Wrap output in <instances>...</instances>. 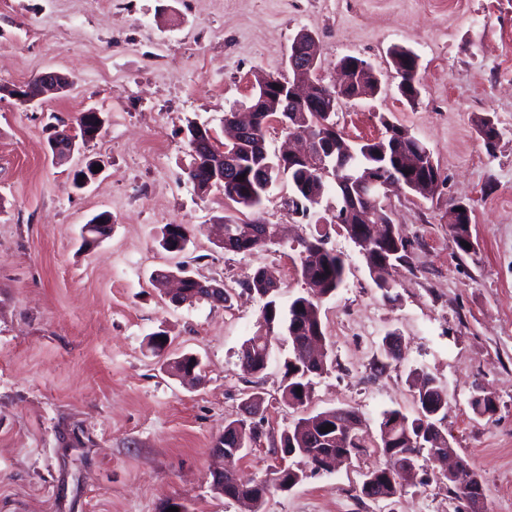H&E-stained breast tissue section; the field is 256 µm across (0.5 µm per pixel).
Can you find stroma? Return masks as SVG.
<instances>
[{
	"mask_svg": "<svg viewBox=\"0 0 512 512\" xmlns=\"http://www.w3.org/2000/svg\"><path fill=\"white\" fill-rule=\"evenodd\" d=\"M301 31L320 44L325 84H335L345 56L369 61L380 79L377 95L342 99L336 120L346 137L377 136L386 114L428 147L440 186L430 199L393 191L381 200L410 242L392 301L319 207L316 228L342 255L346 278L321 305L336 367L297 408L281 398L287 343L273 344L261 373L241 366L262 308L241 283L265 268L280 277L283 300L304 292L282 269L294 264L292 239L313 227L284 206L283 180L259 211L284 227L283 243L224 252L214 226L233 208L222 191L202 197L188 181L185 131L195 122L222 132L225 113L248 106L254 72L288 76ZM397 46L419 57L413 103L397 89ZM48 68L72 78L65 96L36 108L0 98V512H166L174 502L247 512L212 489L210 471L212 448L251 393L265 410L260 442L232 466L241 481L280 464L274 440L311 413L354 409L365 441L334 472L270 491L262 512H467L425 457L406 493L379 502L361 493L383 461L381 415L414 411L419 374L447 393L442 429L484 484L483 512H512V0H0V83ZM91 107L105 118L100 136L54 163L48 115L72 126ZM486 115L499 130L491 149L477 127ZM93 160L102 173L75 188ZM456 201L471 208L468 253L449 222ZM104 211L110 238L83 245V224ZM167 224L192 230L181 256L159 245ZM180 260L223 282L231 302L179 306L154 288V271ZM160 330L170 344L157 355L147 342ZM391 332L401 355L375 374ZM185 354L202 362L197 385L167 367ZM475 394L494 411L474 414Z\"/></svg>",
	"mask_w": 512,
	"mask_h": 512,
	"instance_id": "obj_1",
	"label": "stroma"
}]
</instances>
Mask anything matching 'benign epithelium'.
<instances>
[{
	"mask_svg": "<svg viewBox=\"0 0 512 512\" xmlns=\"http://www.w3.org/2000/svg\"><path fill=\"white\" fill-rule=\"evenodd\" d=\"M318 45L315 37L308 32H300L294 39L288 52V70L295 76L284 81L278 77L266 74H257L251 80L250 106L248 115L255 112H271L273 116L267 119L269 123H276L282 127L286 123L280 116L282 112L297 113V123L306 130L304 134H294L292 138L301 143L300 148L279 153V157L288 161H305L311 157L324 155V152H340L338 172L345 176L337 179L342 185L344 212L358 207L360 199H380L388 187L394 185L386 181L379 173L368 169L354 176L348 175L350 155L355 153L357 144L344 141L341 149H336V140L339 136L338 125L331 121L332 114L338 111L340 99L334 90H342L356 82L360 72H369L371 64L354 60L339 62L338 68L341 82L333 88L313 78L318 71ZM278 88H273V85ZM71 87V79L53 69H47L34 79L24 83L10 85L0 84V95L7 96L24 107H37L42 105L41 98L47 93H61ZM84 120L77 131L70 129L57 133L49 139V148L55 159L68 158L82 149L102 131L105 119L100 111L88 108L83 111ZM224 126L231 130L229 141H221L216 133L203 125L188 136V142L193 156L202 155L210 159L208 176L210 182H224V173L232 171L234 167V154L230 152L233 144L242 142L249 134L252 126L251 119L242 120L238 117L227 121ZM405 169L422 176L405 184L407 189L420 190L423 194L431 196L439 187V173L432 156L420 160L411 157L405 161ZM200 288L197 297L206 299L215 304L222 303L224 285L207 280H198ZM214 452L227 459H234L242 452L240 442L236 436L223 433ZM416 454H406V460L398 465L400 478L397 479V492L402 494L406 489L416 483L418 469L414 459ZM448 482L460 488L461 499L472 507V512H480V505L484 500L482 482L468 464L458 459L454 466L442 470ZM212 487L220 490L224 488H237L238 482L233 473L220 470L212 473Z\"/></svg>",
	"mask_w": 512,
	"mask_h": 512,
	"instance_id": "7a95c632",
	"label": "benign epithelium"
}]
</instances>
